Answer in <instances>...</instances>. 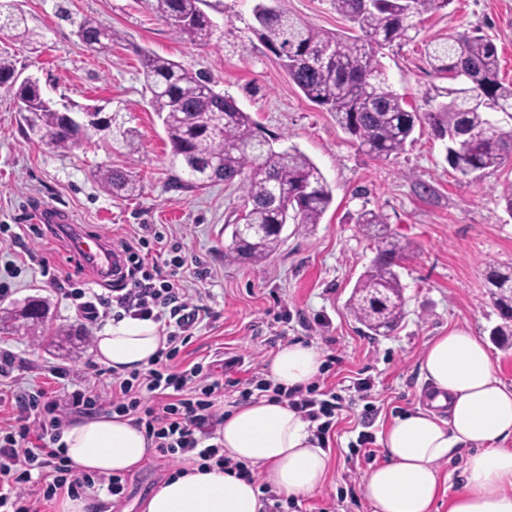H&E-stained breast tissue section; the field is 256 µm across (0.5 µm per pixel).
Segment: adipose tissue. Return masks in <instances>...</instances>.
<instances>
[{"mask_svg": "<svg viewBox=\"0 0 512 512\" xmlns=\"http://www.w3.org/2000/svg\"><path fill=\"white\" fill-rule=\"evenodd\" d=\"M166 338L157 323L130 317L97 338L99 360L117 373L148 368ZM321 352L300 342L270 359L269 377L286 388L309 385ZM431 405L395 419L380 438L385 462L363 477L372 512H433L442 492L438 463L458 447L470 450L464 475L448 497V512H512V388L497 377L487 344L473 332L450 330L423 354ZM447 408L440 416L439 408ZM224 454L259 470L285 498L314 493L328 468L310 423L287 403L262 397L233 408L219 431ZM66 455L81 471L100 476L139 469L153 447L144 430L119 415L86 417L63 432ZM144 512H263L259 488L218 467H190L165 480L143 503Z\"/></svg>", "mask_w": 512, "mask_h": 512, "instance_id": "ef3b65f1", "label": "adipose tissue"}]
</instances>
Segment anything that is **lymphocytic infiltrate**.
I'll return each instance as SVG.
<instances>
[{
	"label": "lymphocytic infiltrate",
	"mask_w": 512,
	"mask_h": 512,
	"mask_svg": "<svg viewBox=\"0 0 512 512\" xmlns=\"http://www.w3.org/2000/svg\"><path fill=\"white\" fill-rule=\"evenodd\" d=\"M146 238L123 243L128 268L123 285L102 294L79 285L68 291L77 315L89 324L108 316L149 319L163 323L165 349L150 367L113 375L108 390L79 387L58 396L44 389L0 393L11 416L0 425V512H39V505L67 495L78 498L98 486L123 497L127 480L120 475L102 477L80 472L66 456L60 439L71 412H112L130 418L144 429L164 464L177 467L196 461L216 465L252 482L256 476L243 462L224 455L217 431L224 422L214 406L226 390L239 388L241 400L259 394L287 400L290 407L315 423L321 447H328L342 398L335 389L313 384L283 389L270 379L252 375L245 383L224 377L214 363L181 364L178 358L197 324L209 311L184 291L179 278L181 256L167 259L164 267H146L142 251Z\"/></svg>",
	"instance_id": "f902f5d3"
}]
</instances>
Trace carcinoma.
<instances>
[{"mask_svg": "<svg viewBox=\"0 0 512 512\" xmlns=\"http://www.w3.org/2000/svg\"><path fill=\"white\" fill-rule=\"evenodd\" d=\"M57 4V15L69 22L86 43L104 49L112 28ZM204 0H146L150 10L190 42L206 46L216 25L200 8ZM451 0H331L354 31L341 35L293 17L281 6L268 10L256 0L253 16L258 35L279 60L288 77L311 102L336 115L338 124L370 157L389 161L405 151L418 127H428L446 143V161L462 177L496 171L512 164V83L500 76L497 45L485 36L453 37L425 45L427 62L448 85L426 91L424 112L409 108L389 86L377 59L379 49L409 39L417 20L448 7ZM0 25L21 42L34 32L15 0H0ZM149 103L161 120L170 145L174 183L199 188L214 182L238 184L244 210L234 220L225 257L238 263H261L274 254L282 230L300 232L319 224L333 201L320 169L297 147L277 150L249 113L229 95L217 93L209 80L181 63L140 52ZM11 59L0 57V88L28 103L24 117L34 135H51L50 145L67 151L89 132L113 133L115 118L84 124L56 104L44 102L36 80L15 81ZM503 114L507 119H500ZM102 187L114 196L139 195L140 180L131 171L102 166ZM355 223L373 241L376 257L355 285L349 305L355 318L375 335L392 332L404 318L403 285L396 270L409 245L390 232L380 211L363 210ZM487 281L503 323L492 335L512 336V295L503 292L512 270L490 269Z\"/></svg>", "mask_w": 512, "mask_h": 512, "instance_id": "carcinoma-1", "label": "carcinoma"}]
</instances>
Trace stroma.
Here are the masks:
<instances>
[{
	"mask_svg": "<svg viewBox=\"0 0 512 512\" xmlns=\"http://www.w3.org/2000/svg\"><path fill=\"white\" fill-rule=\"evenodd\" d=\"M207 2L217 33L203 47L172 31L145 0H72L74 12L117 32L111 48L93 51L57 20L56 0H19L40 37L23 44L0 34V53L52 100L101 105L115 113L117 124L133 130L134 144L95 135L80 149H53L28 134L11 94L0 90V281L13 289L0 301V355L14 358L16 385L24 389L60 392L112 379L92 370L100 326L81 320L57 286L71 275L98 292L106 284L64 263L61 239L47 232L33 235L27 222L31 211L48 204L65 209L75 223L90 226L116 247L146 230L160 233L163 240L152 243V256L167 255L178 245L183 284L211 312L183 350L184 362L231 358L230 377L243 380L279 347L297 341L334 358L324 378L341 391L345 409L336 418L325 482L312 495L283 503L282 512H318L329 497L335 512H371L362 493L371 461L357 444L362 421L372 416L368 429L377 435L395 418L425 405L429 385L420 364L433 337L462 327L486 338L496 375L512 386V340L502 344L491 337L502 319L486 282L490 267L512 266V216L499 197L502 184L512 181V165L459 182L445 159L444 142L425 130L415 131L413 142L393 161L369 157L332 113L304 97L259 39L244 42L254 23V0ZM282 5L326 31L346 26L330 0H282ZM463 33L491 37L501 75L512 81V0H451L447 8L424 15L413 41L379 50L392 90L423 107V94L435 81L421 55L424 43ZM142 49L205 73L217 92L233 96L275 137L277 148L293 145L307 155L333 192L321 224L308 233L285 229L279 249L262 264L226 261L242 193L221 182L201 189L171 183L170 145L148 104ZM105 164L137 172L143 179L140 195L107 193L96 178ZM365 209L382 211L395 236L413 246L398 269L405 317L387 336L369 335L347 306L376 255L355 222ZM44 259L56 268L57 281L41 276ZM33 297L48 308L41 336L16 333L10 317ZM68 328L86 338L74 356L52 338ZM361 375L371 377V389L350 390V380ZM169 475L168 467L153 461L130 473L124 498L113 501L116 512H140L148 492Z\"/></svg>",
	"mask_w": 512,
	"mask_h": 512,
	"instance_id": "obj_1",
	"label": "stroma"
}]
</instances>
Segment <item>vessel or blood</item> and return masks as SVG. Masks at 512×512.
<instances>
[{"instance_id":"b4317fda","label":"vessel or blood","mask_w":512,"mask_h":512,"mask_svg":"<svg viewBox=\"0 0 512 512\" xmlns=\"http://www.w3.org/2000/svg\"><path fill=\"white\" fill-rule=\"evenodd\" d=\"M40 224H61L65 227L68 252L74 261L92 268L99 277H108L121 257L113 252L108 240L96 231L72 223L70 216L55 207L39 209L36 217Z\"/></svg>"}]
</instances>
